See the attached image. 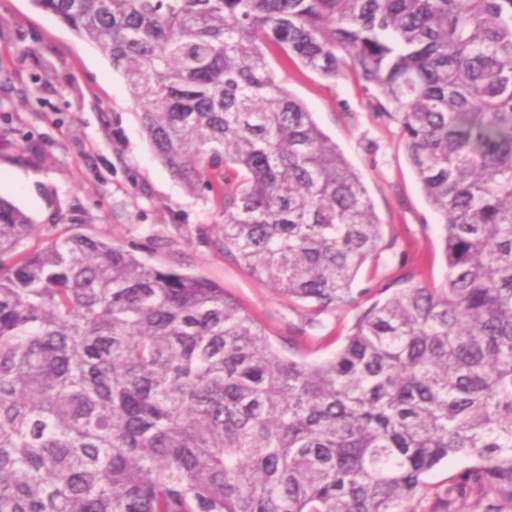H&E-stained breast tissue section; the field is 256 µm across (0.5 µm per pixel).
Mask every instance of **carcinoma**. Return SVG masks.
Wrapping results in <instances>:
<instances>
[{
    "mask_svg": "<svg viewBox=\"0 0 512 512\" xmlns=\"http://www.w3.org/2000/svg\"><path fill=\"white\" fill-rule=\"evenodd\" d=\"M122 69L158 160L224 223L191 233L303 315L276 345L217 282L0 196V512H512V0H33ZM353 76L442 221L447 273L380 256L359 173L265 50ZM0 159L41 145L0 134ZM42 238L29 249L25 243ZM392 291L343 345L306 341ZM359 312V309L354 308L353 306H343L336 311V318L332 316H324L322 317L325 323L328 325L327 330L320 331L317 334L319 336H314L316 340L313 342L317 344L320 340L318 339L320 335L325 334L328 331H335L336 335V343L324 348L314 354L310 355L311 359H320L330 356L334 353L343 343V337L347 334L348 328L354 323L356 316ZM469 462L460 457L449 458L441 462L425 476L424 490L419 499L414 502L417 510H422L427 506L435 495L448 486V480L456 473L462 471Z\"/></svg>",
    "mask_w": 512,
    "mask_h": 512,
    "instance_id": "1",
    "label": "carcinoma"
}]
</instances>
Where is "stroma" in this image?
Here are the masks:
<instances>
[{
	"label": "stroma",
	"mask_w": 512,
	"mask_h": 512,
	"mask_svg": "<svg viewBox=\"0 0 512 512\" xmlns=\"http://www.w3.org/2000/svg\"><path fill=\"white\" fill-rule=\"evenodd\" d=\"M53 69L34 82L37 57ZM267 57L276 80L312 113L366 185L382 224L381 254L362 270L368 279L406 273L440 282L446 267L439 220L410 165L395 123L376 116L354 77L327 80ZM0 116L30 131L45 150L42 166L0 161V195L43 221L50 197L80 203L91 221L83 233L117 240L167 267L221 285L281 340L296 317L287 298L198 240L156 244L172 225L219 224L217 206L187 192L154 155L122 70L98 46L79 39L33 0H0Z\"/></svg>",
	"instance_id": "1"
}]
</instances>
